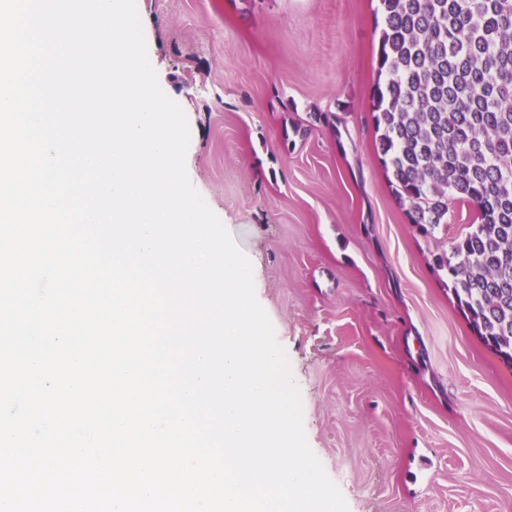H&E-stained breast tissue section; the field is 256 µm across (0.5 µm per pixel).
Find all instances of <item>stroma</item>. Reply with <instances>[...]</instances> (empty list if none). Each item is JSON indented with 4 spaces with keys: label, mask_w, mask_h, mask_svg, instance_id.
I'll return each instance as SVG.
<instances>
[{
    "label": "stroma",
    "mask_w": 512,
    "mask_h": 512,
    "mask_svg": "<svg viewBox=\"0 0 512 512\" xmlns=\"http://www.w3.org/2000/svg\"><path fill=\"white\" fill-rule=\"evenodd\" d=\"M378 0H138L191 184L252 265L307 442L348 512H512V365L393 196L370 119ZM322 112L330 124L314 119ZM305 137L287 136L293 124Z\"/></svg>",
    "instance_id": "stroma-1"
}]
</instances>
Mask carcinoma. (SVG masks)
Here are the masks:
<instances>
[{
    "mask_svg": "<svg viewBox=\"0 0 512 512\" xmlns=\"http://www.w3.org/2000/svg\"><path fill=\"white\" fill-rule=\"evenodd\" d=\"M371 120L388 184L429 232L474 215L436 257L476 336L512 366V0H380Z\"/></svg>",
    "mask_w": 512,
    "mask_h": 512,
    "instance_id": "1",
    "label": "carcinoma"
}]
</instances>
